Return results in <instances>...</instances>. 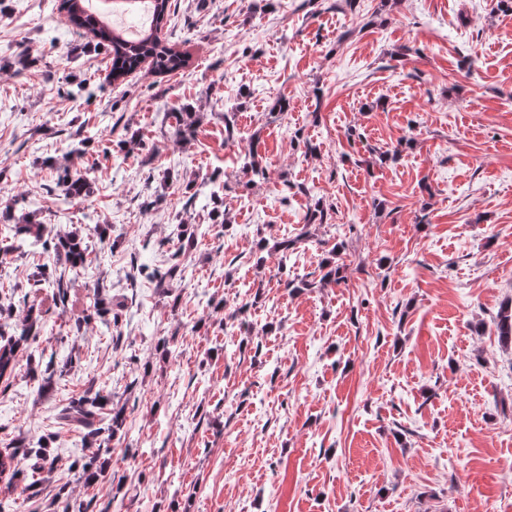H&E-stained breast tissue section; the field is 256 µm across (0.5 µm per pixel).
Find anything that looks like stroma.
Returning a JSON list of instances; mask_svg holds the SVG:
<instances>
[{"label":"stroma","mask_w":512,"mask_h":512,"mask_svg":"<svg viewBox=\"0 0 512 512\" xmlns=\"http://www.w3.org/2000/svg\"><path fill=\"white\" fill-rule=\"evenodd\" d=\"M161 35L188 66L115 81L58 0H0V204L96 247L64 310L32 285L34 240L5 270L43 331L0 384V446L57 459L16 512H52L63 484L89 512H512V11L177 0ZM80 85L89 100L65 97ZM176 112L194 120L180 144ZM252 145L265 178L242 173ZM68 166L93 192L60 207L45 188ZM319 199L331 217L306 225ZM306 229L281 263L273 245ZM190 238L183 276L130 282ZM337 242L344 278L319 285ZM99 278L124 304L116 344L84 322ZM49 362L63 376L40 399L29 370ZM91 385L125 424L88 486L55 415Z\"/></svg>","instance_id":"1"}]
</instances>
